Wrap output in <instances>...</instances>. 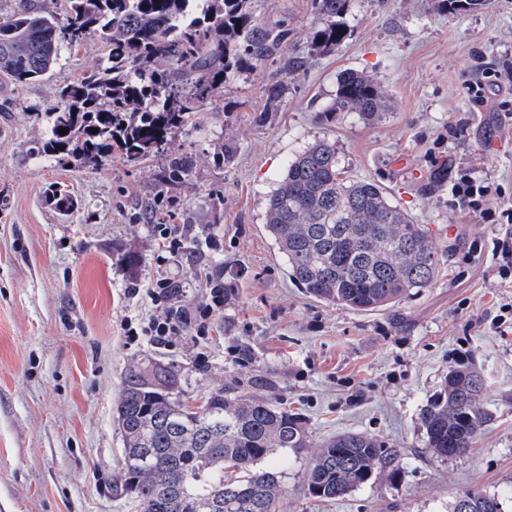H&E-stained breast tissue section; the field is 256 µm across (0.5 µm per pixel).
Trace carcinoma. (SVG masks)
I'll return each instance as SVG.
<instances>
[{
  "mask_svg": "<svg viewBox=\"0 0 512 512\" xmlns=\"http://www.w3.org/2000/svg\"><path fill=\"white\" fill-rule=\"evenodd\" d=\"M57 13L37 0H11L0 18V75L16 86L51 76L62 53L99 39L103 61L58 89L47 113L42 153L98 167L117 157L136 167L163 155L157 197L188 181L193 165L174 151L176 135L224 88L228 72L278 63L266 85L268 106L283 101L303 58L284 52L290 30L257 20L252 0H65ZM322 16L314 50L333 52L347 36L348 0H312ZM380 83L349 72L321 117L352 112L381 121ZM65 133H59V130ZM61 212L75 207L53 190ZM265 229L290 278L321 302L355 311L388 310L431 285L442 254L425 226L394 204L376 182L343 176L336 142L322 139L288 163L265 207ZM480 371L449 368L421 410L426 447L436 456L465 453L491 413L478 406ZM123 460L115 491L140 512H280L282 484L263 466L277 448L311 447L305 421L275 397H244L234 387L189 405L169 383L128 373L115 410ZM395 459L383 441L356 432L320 443L305 482L312 497L341 500ZM450 512H503L495 495L467 490Z\"/></svg>",
  "mask_w": 512,
  "mask_h": 512,
  "instance_id": "carcinoma-1",
  "label": "carcinoma"
}]
</instances>
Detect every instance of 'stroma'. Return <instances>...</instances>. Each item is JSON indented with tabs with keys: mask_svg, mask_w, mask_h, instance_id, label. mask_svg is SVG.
Here are the masks:
<instances>
[{
	"mask_svg": "<svg viewBox=\"0 0 512 512\" xmlns=\"http://www.w3.org/2000/svg\"><path fill=\"white\" fill-rule=\"evenodd\" d=\"M256 18L287 24L289 55L305 66L265 123V88L275 66L227 78L216 102L178 136L194 163L171 191L175 221L190 233L223 235L222 253H186L158 262L146 206L165 165L112 159L78 167L41 154L46 114L63 83L105 55L96 39L63 54L52 76L17 88L0 79V512H137L116 495L123 451L115 420L126 374L160 363L182 393L202 399L233 383L254 396L256 375L304 418L312 445L274 451L282 471L280 512H449L474 488L512 495V278L498 275L493 244L512 226L484 223L449 206L444 163L502 184L512 196V0L478 9H442L436 0H349L351 34L336 51H313L321 25L312 0H253ZM502 74L476 102L468 86ZM378 79L385 119L349 113L318 118L339 77ZM266 111V110H265ZM334 141L347 175L375 180L395 204L425 225L443 255L433 284L389 311L360 312L308 297L289 279L264 227L265 199L289 160L319 139ZM235 149L224 163L223 144ZM77 200L69 214L50 204V186ZM223 269L237 294L215 316L208 361L198 364L192 335L158 347L125 336L121 323L148 318L146 288L175 276L179 303L205 299L202 270ZM138 296H129L131 286ZM248 343L251 360L239 356ZM469 360L487 387L492 415L473 448L453 458L426 446L420 413L450 366ZM364 433L394 447L393 469L336 501L311 497L305 483L314 444L336 433Z\"/></svg>",
	"mask_w": 512,
	"mask_h": 512,
	"instance_id": "obj_1",
	"label": "stroma"
}]
</instances>
